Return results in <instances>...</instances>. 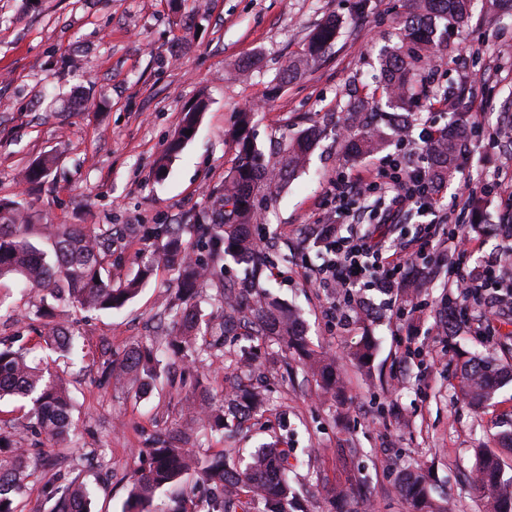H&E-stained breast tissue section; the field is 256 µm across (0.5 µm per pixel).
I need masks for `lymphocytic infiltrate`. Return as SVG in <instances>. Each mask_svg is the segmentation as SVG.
<instances>
[{"mask_svg":"<svg viewBox=\"0 0 512 512\" xmlns=\"http://www.w3.org/2000/svg\"><path fill=\"white\" fill-rule=\"evenodd\" d=\"M425 178V168L419 154L405 157L397 169H389L387 161L365 169L358 175H337L333 183V199L336 212L348 214L354 199L367 193H383L388 202L383 210V221L396 223L406 205L415 204L423 210H435L438 198L433 193H418L417 188ZM319 232L328 242L329 258L313 271L319 287L330 290L336 296H356L358 289L375 288L391 291L405 267L413 264L427 250L448 246L456 254V267L448 276V286L460 299L469 298L474 288L484 290L482 304L492 307L504 302L505 297L490 281L495 276V262L475 268H467L465 261L476 248L475 242L463 231L461 225L444 226L429 223L423 226L419 237L407 245L386 250L372 232L341 236L331 224H323Z\"/></svg>","mask_w":512,"mask_h":512,"instance_id":"1","label":"lymphocytic infiltrate"}]
</instances>
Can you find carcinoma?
I'll return each instance as SVG.
<instances>
[{"instance_id":"cac0c4a2","label":"carcinoma","mask_w":512,"mask_h":512,"mask_svg":"<svg viewBox=\"0 0 512 512\" xmlns=\"http://www.w3.org/2000/svg\"><path fill=\"white\" fill-rule=\"evenodd\" d=\"M418 12L402 29L399 41L383 50L380 65L385 78L378 86L386 98L388 112H374L369 99L353 102L350 120L353 137L345 144L346 153L354 158L379 153L385 144L382 126L407 128L413 121L404 111L407 99L418 95L422 84L423 61L439 51L455 32L467 26L473 0H418ZM337 31L336 20L327 18L311 33L303 56L288 66L285 78L291 80L321 58L331 47ZM252 112L240 113L236 136V155L224 176L223 193L214 197L210 212L198 223L199 241L217 245L245 259L252 265L253 278L260 277L267 259L255 240V198L261 188H279L287 184L304 167L318 136L307 129L297 137L280 144L276 156L267 158L250 137ZM467 121L460 117L440 135L430 148L429 173L431 187L439 188L453 176L459 157ZM54 158L38 162L25 174V180L37 183L47 176ZM31 225L23 209L15 203H0V277L14 276L25 286L42 292L39 316L46 317L53 302L66 300L75 310H112L122 308L138 292L140 280L130 279L119 285L102 279L104 264L112 256V237L107 229L85 231L69 224L55 225L49 236L50 249L44 250L30 241ZM171 267L180 284L179 296L166 303L165 310L174 318L179 335L162 341L140 344L125 350L119 361L102 364L103 383L138 384L141 390L151 387L158 377L160 357L172 351L184 358L200 356L209 347L224 345V334L230 326H243L258 336H277L302 351L309 368L319 377L327 392L336 391L332 362L323 354L306 349L293 309L280 306L265 292H258L253 311L246 320L236 317L227 296L228 311L218 326L200 331L199 314L188 301L195 294L204 268L184 253L179 240L169 238L160 248L143 258L142 275L159 263ZM47 346L66 357H81L82 348L73 328L54 325L43 335ZM505 369L493 357H475L462 364V397L475 408L489 402L497 388V376ZM20 396L31 402L32 432L37 440L29 448H16L0 436V512H24L11 493L31 477L50 448L72 442L71 403L66 381L47 364H34L27 353L0 340V399ZM251 402L255 409L262 401L251 390L238 387L225 398L226 408H207L204 425L225 428L226 414L234 413L236 405ZM148 466L131 481L126 512H149L155 491L174 484L191 470L208 494L201 500L198 512H249V505H263V512H288L294 489L288 478V449L274 444L251 455L242 469L231 464L222 454L201 458L177 445H161L149 451ZM476 487L480 490L485 512H512V478H503L502 461L493 448L477 449ZM249 500H240V493ZM413 512H441L433 503L427 476L418 469L403 488ZM46 500L53 502L50 512H88L92 497L90 485L76 475L64 484L46 483L42 487Z\"/></svg>"}]
</instances>
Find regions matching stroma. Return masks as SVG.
Wrapping results in <instances>:
<instances>
[{"instance_id": "35a3bbf8", "label": "stroma", "mask_w": 512, "mask_h": 512, "mask_svg": "<svg viewBox=\"0 0 512 512\" xmlns=\"http://www.w3.org/2000/svg\"><path fill=\"white\" fill-rule=\"evenodd\" d=\"M353 3L0 0V201L22 203L38 233L49 224L111 229L112 262L103 276L113 283L138 274L141 254L157 244L153 230L164 224L183 248L205 257L192 226L224 187L241 112L256 109L251 133L268 156L303 130L321 131L297 177L259 196L266 230L261 246L273 265L260 284L299 310L311 348L333 359L344 379L343 401L323 392L294 350L266 337L248 374L264 391L262 414L235 436L201 428L189 408L223 405L236 376L230 362L248 343L237 330L225 336L223 355L164 360L150 390L100 385L96 363L106 354L121 356L127 347L173 331L163 305L175 293L176 275L167 266H156L122 309L58 306L54 323L74 327L85 354L80 361L55 362L70 383L77 435L40 472L43 480L59 482L80 468L94 490L91 512H123L129 480L145 465L144 450L153 443L235 460L276 439L296 463L292 479L302 495L294 512H412L401 485L418 464L429 472L433 496L447 512H480L472 484L475 451L512 416V382L492 406L474 412L462 400L454 352L502 356L512 347V306L487 311L494 338L465 321L443 333L437 317L454 261L445 248L432 254L426 284L404 318H397L384 294L365 291L369 316L349 330L328 321L333 297L303 276L307 260L325 251L319 225H336L344 236L358 229L351 218L337 215L331 200L337 173L375 163L344 152L351 135L348 102L351 95L375 91L380 48L418 9L417 0H369L359 14ZM329 16L339 23L332 48L292 81L277 83L302 53L310 30ZM472 47L479 55L461 65L460 55ZM425 74L431 86L468 93L449 108L413 103L412 137L470 113L469 93L488 77L496 88L486 123H512V14L489 16L477 0L468 27L452 36ZM196 106L202 112L193 136L169 153L185 113ZM50 153L58 157L50 176L26 182L23 172ZM458 165L438 193L442 204L473 178L512 169V145L493 149L473 138ZM479 201L465 226L479 243L469 260L473 267L493 257L499 244L500 196L485 194ZM249 271L230 256L215 262L197 299L204 319L219 322L225 289L246 288ZM0 296L10 303L0 310V336L21 337L30 359L46 358L43 322L28 317L34 297L11 277L0 279ZM367 336L374 355L362 366L353 354ZM102 454L108 465H98Z\"/></svg>"}]
</instances>
